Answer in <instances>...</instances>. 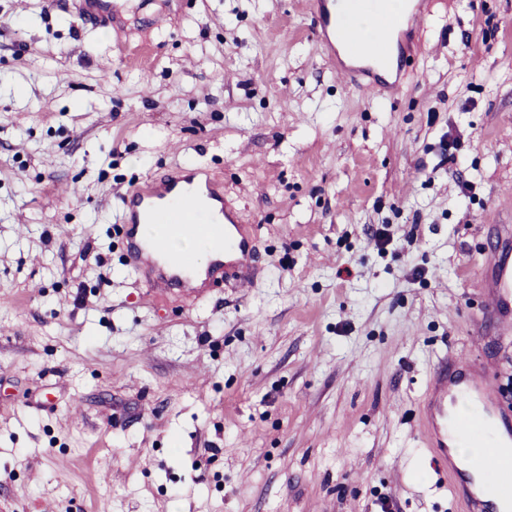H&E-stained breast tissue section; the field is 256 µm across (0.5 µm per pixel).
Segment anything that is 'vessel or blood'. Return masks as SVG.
Masks as SVG:
<instances>
[{
    "instance_id": "1",
    "label": "vessel or blood",
    "mask_w": 512,
    "mask_h": 512,
    "mask_svg": "<svg viewBox=\"0 0 512 512\" xmlns=\"http://www.w3.org/2000/svg\"><path fill=\"white\" fill-rule=\"evenodd\" d=\"M337 0H311L312 23L336 71L350 87L375 96L386 95L391 85L386 78L401 60L389 59L387 48L398 28L419 27L423 14L412 6L400 19L387 14L386 0H344L347 10L336 9ZM126 259L134 269H151L161 286L190 287L186 270L196 259L179 252L175 244L186 233H194L207 252L223 253L220 261H209L210 280L236 277L250 283L245 269L251 254V231L224 204V191L199 167L186 173L151 178L124 200ZM482 271L490 291L486 320L498 335L512 334V225L496 227L495 244ZM495 369L472 367L458 372L452 360L440 361L433 373V396L425 425L431 426L439 457L448 455V436L456 434L468 442L479 425L495 423L498 436L492 464L482 470L483 494H470L469 512H498L495 497L512 500V406L505 405L495 384Z\"/></svg>"
}]
</instances>
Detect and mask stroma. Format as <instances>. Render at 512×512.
<instances>
[{
	"instance_id": "35a3bbf8",
	"label": "stroma",
	"mask_w": 512,
	"mask_h": 512,
	"mask_svg": "<svg viewBox=\"0 0 512 512\" xmlns=\"http://www.w3.org/2000/svg\"><path fill=\"white\" fill-rule=\"evenodd\" d=\"M0 0V512H467L423 427L512 224V0H422L390 99L306 0ZM199 166L252 287L122 259V202Z\"/></svg>"
}]
</instances>
